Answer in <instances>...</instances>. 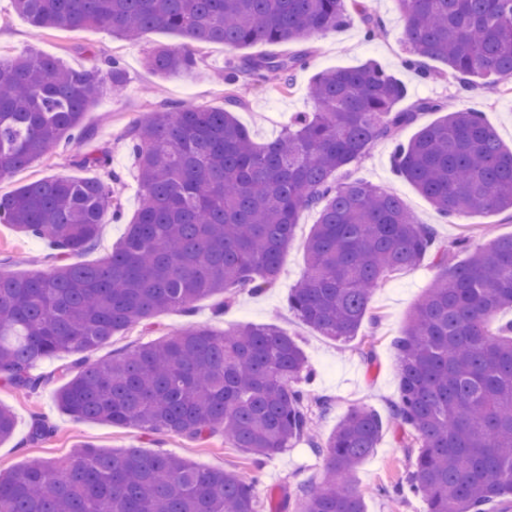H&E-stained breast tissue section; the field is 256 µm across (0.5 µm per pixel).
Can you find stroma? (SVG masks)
<instances>
[{"label":"stroma","instance_id":"stroma-1","mask_svg":"<svg viewBox=\"0 0 512 512\" xmlns=\"http://www.w3.org/2000/svg\"><path fill=\"white\" fill-rule=\"evenodd\" d=\"M367 2L383 22L378 36L366 37L359 17H352L341 29L299 42V49L309 55L308 64L296 71L289 89L273 92L259 83L239 84L237 93L242 105L236 116L251 132L254 141L274 140L297 113L311 111L307 88L316 73L373 60L405 85L407 95L400 103L401 109L411 108L417 100L424 98L456 101L460 107L482 113L505 147L512 148V86L504 84L491 92L482 87L463 88L449 73L420 78L416 71L404 65L411 53L402 34L396 0ZM179 43L177 36L163 31L150 34L147 43H128L113 38L110 31L100 27L49 29L35 39L27 21L14 11L12 0H0V57H15L33 48L44 55L63 59L73 67L89 66L94 64L96 57L109 55L120 56L124 63L127 73L124 91L118 95L104 91L85 117L86 124L95 132V145L111 150L112 166L123 174L120 191L123 220L102 225L99 241L86 253V260L102 259L118 246L127 222L132 220L140 204L141 190L133 172V159L125 137L127 129L147 119L162 99L207 108L223 107L226 87L216 80L215 74L223 70L228 58L239 59L248 54L244 48L230 50L221 44H209L199 47L198 64L188 72L162 77L147 68L145 51L148 45L176 46ZM74 152L71 146L59 148L25 170L1 178L0 195L45 176L84 177V170L68 164ZM350 176L401 197L420 223L435 228L441 244L451 245L466 235L471 236L473 243H481V230L485 227L498 235L512 234V214L506 212L479 214L462 223L450 222L439 215L424 196L396 175L392 148L388 143H377L364 160L352 164ZM317 221V212L301 214L281 273L262 293H238L219 315L214 312L216 300L212 297L198 300L189 315L177 310L163 312L154 318L152 328L137 326L117 334L99 348L95 356L99 359L112 357L190 324H206L217 331L247 323L275 324L298 342L313 371L311 379L304 384L305 390L310 396L327 397L333 403L328 412L317 409L312 412V423L321 437L330 436L343 416L358 406L374 410L384 423L376 448L355 478L367 512H427L426 502L418 496L409 494L402 499H392L381 494L380 489L385 485H407L412 470L415 451L406 447L402 433L395 431L389 423L392 404L399 391L395 341L407 316L441 269L427 258L414 269L394 274L370 302L371 313L380 318L378 325L363 324L358 335L349 341L333 340L302 322L288 307V295L305 269V241ZM48 254L49 249L43 241L19 236L9 225L0 224V257L22 256L26 259V269L40 270L44 268ZM366 348L374 351L375 363L370 367L362 357ZM56 388V383L48 382L35 391L21 393L0 382V404L11 408L17 420L14 437L0 445V472L21 468L34 457H64L79 443H91L102 450L137 448L146 453L161 450L202 468L231 470L245 479H256L259 499H266L272 492L281 494V512H301L303 500L299 486L320 481L323 476V458L317 456L303 439L266 460L262 469L257 470L244 454L225 447L224 439L219 435L196 442L172 434L147 436L129 427L74 418L57 406ZM38 419L47 420L55 432L50 438L33 444L28 440V432Z\"/></svg>","mask_w":512,"mask_h":512}]
</instances>
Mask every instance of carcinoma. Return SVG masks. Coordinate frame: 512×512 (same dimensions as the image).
Here are the masks:
<instances>
[{
	"mask_svg": "<svg viewBox=\"0 0 512 512\" xmlns=\"http://www.w3.org/2000/svg\"><path fill=\"white\" fill-rule=\"evenodd\" d=\"M410 66L495 91L512 82V0H398ZM37 32L101 26L138 42L157 31L184 40L155 47L147 66L160 76L197 65L194 48L276 45L346 24V0H13ZM371 37L380 20L354 3ZM307 55L261 53L231 63L224 84L263 83L282 91ZM121 90L120 60L75 69L34 50L0 59V177L20 171L61 143L94 139L84 123L106 83ZM400 80L367 62L329 68L309 85L310 112L274 141L258 144L222 109L167 103L126 134L142 202L120 245L95 262L82 256L100 228L120 216L121 176L109 150L79 152L71 164L96 173L55 175L0 195V223L47 243L50 267L16 273L0 260V379L17 391L50 380L33 369L72 357L58 374V405L87 420L143 434L193 440L224 437L255 462L307 435L311 399L299 344L273 324L217 332L191 324L103 360L89 354L114 335L148 326L160 312L193 310L202 297L257 294L277 279L300 213L317 208L306 267L288 305L335 340L357 335L374 291L433 254L442 273L408 316L397 341L399 396L393 422L413 433L417 455L409 489L427 512H485L512 494V325L493 333L496 313L512 308V235L466 246L460 261L420 224L404 201L338 177L379 141L396 143L394 168L440 214L455 221L512 210V151L481 113L431 99L396 109ZM423 112H442L409 141L401 132ZM16 419L0 406V443ZM381 419L355 407L314 445L326 475L303 484V512H366L353 476L376 448ZM0 512H259L255 481L205 469L167 452L101 450L84 443L63 459L39 458L0 473Z\"/></svg>",
	"mask_w": 512,
	"mask_h": 512,
	"instance_id": "1",
	"label": "carcinoma"
}]
</instances>
